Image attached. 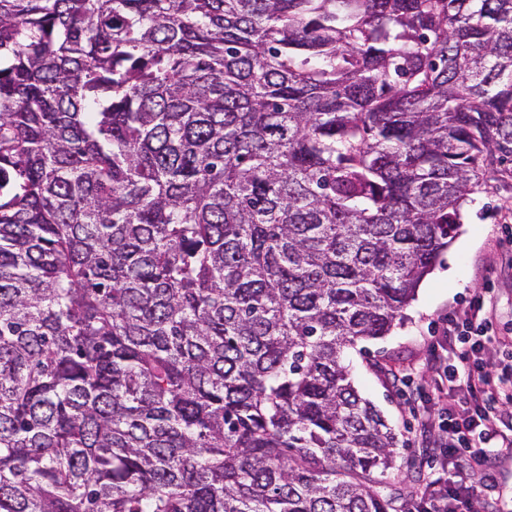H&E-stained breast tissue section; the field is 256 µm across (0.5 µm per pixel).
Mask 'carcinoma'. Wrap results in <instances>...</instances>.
Wrapping results in <instances>:
<instances>
[{
	"instance_id": "carcinoma-1",
	"label": "carcinoma",
	"mask_w": 512,
	"mask_h": 512,
	"mask_svg": "<svg viewBox=\"0 0 512 512\" xmlns=\"http://www.w3.org/2000/svg\"><path fill=\"white\" fill-rule=\"evenodd\" d=\"M512 180V0H0V512H399L343 357Z\"/></svg>"
}]
</instances>
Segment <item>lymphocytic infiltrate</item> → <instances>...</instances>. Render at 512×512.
<instances>
[{
    "instance_id": "f902f5d3",
    "label": "lymphocytic infiltrate",
    "mask_w": 512,
    "mask_h": 512,
    "mask_svg": "<svg viewBox=\"0 0 512 512\" xmlns=\"http://www.w3.org/2000/svg\"><path fill=\"white\" fill-rule=\"evenodd\" d=\"M430 364L440 376L431 392H417L411 413L418 436L431 439L438 470L419 487L421 512H471L476 484H446L439 469L464 463L489 470L512 460V335L500 328L485 288L448 317Z\"/></svg>"
}]
</instances>
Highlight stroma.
Masks as SVG:
<instances>
[{
  "label": "stroma",
  "mask_w": 512,
  "mask_h": 512,
  "mask_svg": "<svg viewBox=\"0 0 512 512\" xmlns=\"http://www.w3.org/2000/svg\"><path fill=\"white\" fill-rule=\"evenodd\" d=\"M512 224L497 196L482 197L461 224L456 237L442 254L440 264L420 284L414 300L405 309V320L383 338L358 343L347 350L344 364L360 396L371 402L386 422L407 433L412 418L409 388L433 387L436 370L428 363L430 347L441 323L453 311L464 309L472 295L496 282L494 301L499 312L512 313V279L504 276L497 249L498 226ZM452 278H444V271ZM410 374L402 385V374ZM397 469L386 476L404 496L397 503L400 512H411L413 493L427 477V461L432 454L428 441L400 448Z\"/></svg>",
  "instance_id": "1"
}]
</instances>
